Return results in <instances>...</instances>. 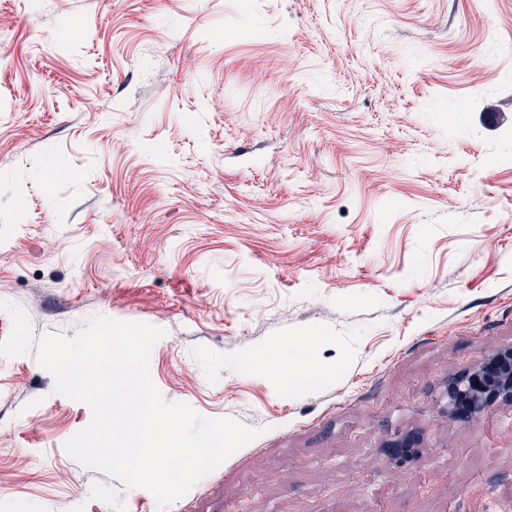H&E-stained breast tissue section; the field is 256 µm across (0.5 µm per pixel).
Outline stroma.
I'll use <instances>...</instances> for the list:
<instances>
[{
    "label": "stroma",
    "mask_w": 512,
    "mask_h": 512,
    "mask_svg": "<svg viewBox=\"0 0 512 512\" xmlns=\"http://www.w3.org/2000/svg\"><path fill=\"white\" fill-rule=\"evenodd\" d=\"M510 113L512 0H0V512H512V402L440 412L512 350ZM96 315L258 432L166 508L64 449Z\"/></svg>",
    "instance_id": "35a3bbf8"
}]
</instances>
